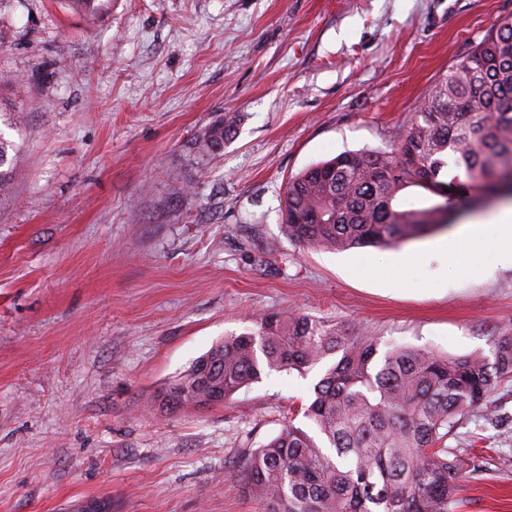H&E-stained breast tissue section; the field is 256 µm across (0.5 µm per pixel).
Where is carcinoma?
I'll use <instances>...</instances> for the list:
<instances>
[{
    "label": "carcinoma",
    "mask_w": 512,
    "mask_h": 512,
    "mask_svg": "<svg viewBox=\"0 0 512 512\" xmlns=\"http://www.w3.org/2000/svg\"><path fill=\"white\" fill-rule=\"evenodd\" d=\"M226 117L193 142L224 149ZM455 168L447 182L444 169ZM512 187V17L438 78L395 146L346 151L288 178L281 212L289 238L330 250L399 247L442 228L475 197ZM411 188L450 189L444 202L402 209ZM323 366L305 423L244 453L232 475L263 512H457L476 456L458 444L463 419L492 424L490 399L512 381V336L492 356L393 346L300 312L270 313L216 343L173 379L159 406L221 404L262 376Z\"/></svg>",
    "instance_id": "carcinoma-1"
}]
</instances>
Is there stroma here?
I'll return each instance as SVG.
<instances>
[{
  "label": "stroma",
  "instance_id": "stroma-1",
  "mask_svg": "<svg viewBox=\"0 0 512 512\" xmlns=\"http://www.w3.org/2000/svg\"><path fill=\"white\" fill-rule=\"evenodd\" d=\"M512 0H0V512H262L229 474L322 374L274 372L207 408L147 403L252 316L298 310L381 347L491 354L512 267L456 245L399 266L493 202L396 249L289 240L291 175L387 150ZM240 121L215 156L195 137ZM500 422L461 435L512 448ZM459 512H512V469Z\"/></svg>",
  "mask_w": 512,
  "mask_h": 512
}]
</instances>
